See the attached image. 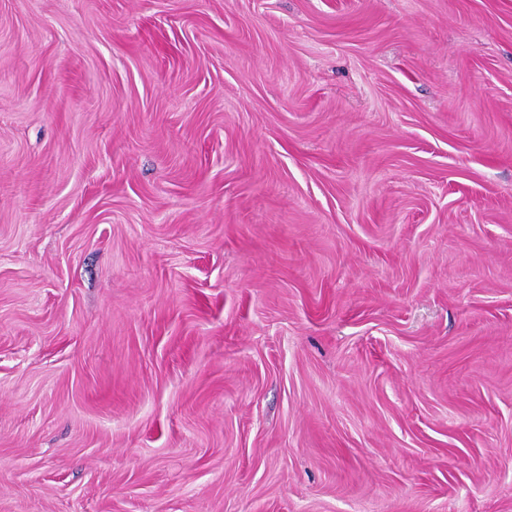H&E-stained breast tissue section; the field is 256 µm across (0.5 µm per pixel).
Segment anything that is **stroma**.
<instances>
[{
	"label": "stroma",
	"instance_id": "35a3bbf8",
	"mask_svg": "<svg viewBox=\"0 0 512 512\" xmlns=\"http://www.w3.org/2000/svg\"><path fill=\"white\" fill-rule=\"evenodd\" d=\"M0 512H512V0H0Z\"/></svg>",
	"mask_w": 512,
	"mask_h": 512
}]
</instances>
